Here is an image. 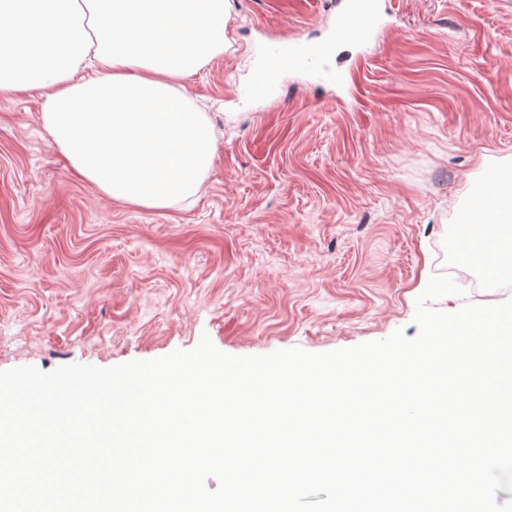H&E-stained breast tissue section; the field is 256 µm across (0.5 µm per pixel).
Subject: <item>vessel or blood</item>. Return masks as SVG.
<instances>
[{
    "label": "vessel or blood",
    "instance_id": "vessel-or-blood-1",
    "mask_svg": "<svg viewBox=\"0 0 512 512\" xmlns=\"http://www.w3.org/2000/svg\"><path fill=\"white\" fill-rule=\"evenodd\" d=\"M383 27V16L377 0H338L336 15L328 37L311 46L302 38L266 47L264 62L254 78V93L265 96L274 72L300 68L313 61L328 57L340 47L363 46L369 43Z\"/></svg>",
    "mask_w": 512,
    "mask_h": 512
}]
</instances>
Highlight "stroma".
Instances as JSON below:
<instances>
[{"mask_svg":"<svg viewBox=\"0 0 512 512\" xmlns=\"http://www.w3.org/2000/svg\"><path fill=\"white\" fill-rule=\"evenodd\" d=\"M224 52L183 81L217 133L192 202L126 205L75 178L42 94H0V371L112 367L196 347L321 353L414 337L452 273L512 299V267L459 253L488 171L512 170V0H379L364 50L248 82L274 40L323 41L336 0H231Z\"/></svg>","mask_w":512,"mask_h":512,"instance_id":"stroma-1","label":"stroma"}]
</instances>
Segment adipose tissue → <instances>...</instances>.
Wrapping results in <instances>:
<instances>
[{
	"label": "adipose tissue",
	"mask_w": 512,
	"mask_h": 512,
	"mask_svg": "<svg viewBox=\"0 0 512 512\" xmlns=\"http://www.w3.org/2000/svg\"><path fill=\"white\" fill-rule=\"evenodd\" d=\"M228 0H0V93L44 90L72 174L162 210L195 196L217 135L182 81L224 52Z\"/></svg>",
	"instance_id": "ef3b65f1"
}]
</instances>
